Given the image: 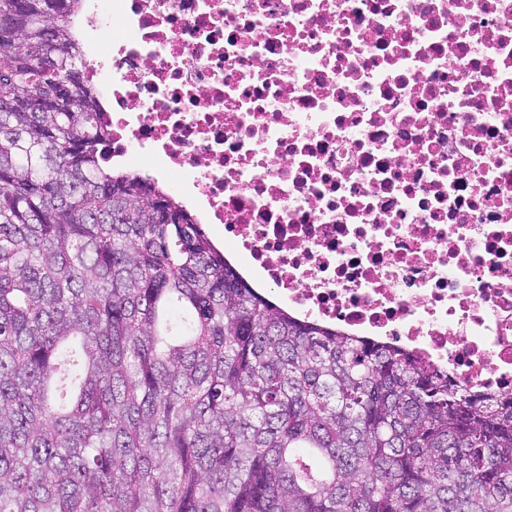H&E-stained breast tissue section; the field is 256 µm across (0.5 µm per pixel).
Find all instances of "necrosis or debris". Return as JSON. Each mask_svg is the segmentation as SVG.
Returning a JSON list of instances; mask_svg holds the SVG:
<instances>
[{"label": "necrosis or debris", "mask_w": 512, "mask_h": 512, "mask_svg": "<svg viewBox=\"0 0 512 512\" xmlns=\"http://www.w3.org/2000/svg\"><path fill=\"white\" fill-rule=\"evenodd\" d=\"M113 166L290 315L512 393V0H91Z\"/></svg>", "instance_id": "necrosis-or-debris-1"}]
</instances>
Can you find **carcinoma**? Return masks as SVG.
Masks as SVG:
<instances>
[{
	"label": "carcinoma",
	"instance_id": "1",
	"mask_svg": "<svg viewBox=\"0 0 512 512\" xmlns=\"http://www.w3.org/2000/svg\"><path fill=\"white\" fill-rule=\"evenodd\" d=\"M80 7L0 0V512H512V395L296 320L102 162Z\"/></svg>",
	"mask_w": 512,
	"mask_h": 512
}]
</instances>
